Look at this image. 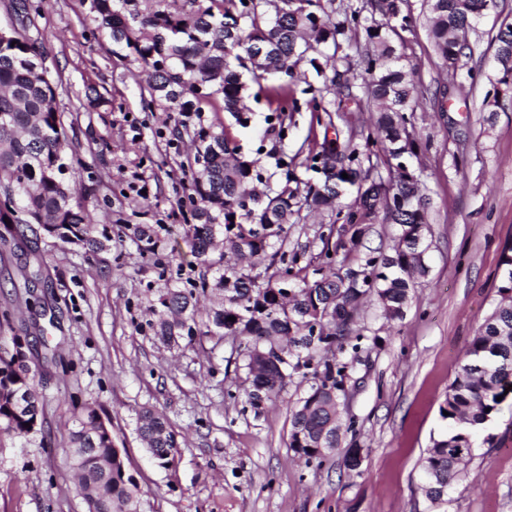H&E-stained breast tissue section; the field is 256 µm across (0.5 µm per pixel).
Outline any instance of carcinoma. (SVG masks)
I'll return each instance as SVG.
<instances>
[{
	"mask_svg": "<svg viewBox=\"0 0 512 512\" xmlns=\"http://www.w3.org/2000/svg\"><path fill=\"white\" fill-rule=\"evenodd\" d=\"M202 6L171 11L162 0H95L102 27L114 39H125L148 77L151 96L178 106L181 112H201L203 99L220 94L224 111L237 124L250 119L246 85L239 70L256 82L270 81L274 119L271 127L284 139L285 103L297 80L296 67L308 52L364 36L361 63L366 77L361 89L374 107L370 124L351 128L345 141L323 139L307 157L316 182L301 183L290 165L277 162L278 192L263 196L262 159L238 156L225 130L203 127L195 133L196 154L204 163L191 173L196 223L187 238L196 265L212 271L210 284L223 293L208 322L224 336L242 337L247 343V367L254 371L253 353L273 347L286 351L288 363L259 369L253 376L266 378L262 394L248 392L253 404L279 393L287 379L313 370L315 383L291 412L288 448L299 458L323 459L340 447L342 424L337 392L348 378L347 364H332L323 353L344 349L355 332L360 301L376 297L386 320L403 317L414 280L426 275V249L418 240L427 223L426 197L419 176L410 169L418 156L419 141L407 126L406 113L414 111L417 97L412 68L398 51L394 39L413 26L409 0H359L334 7V0H209ZM495 0H423V14L436 53L456 75L471 56L466 31ZM495 71L503 92L512 91V23L500 26L494 37ZM41 59L37 42H0V185L12 188L17 216L9 230L16 244L28 241L33 225L67 244H77L87 254L110 249L112 237L93 235L81 203L65 178V158L72 140L54 105L58 86L39 76ZM322 86H308L314 107L327 117L343 119L342 107L321 105L318 95L341 85L343 74L336 55L323 61L310 59ZM384 164L387 176L379 173ZM348 174L343 178L342 174ZM356 189L353 203L341 199ZM335 214L340 228L329 225L321 235V255L330 273L313 282L293 274L298 256L277 247L285 226L301 222V210ZM400 226L389 255L368 254L353 277V270L333 271L340 264L339 250L356 246L365 224L376 214ZM336 242H331L333 235ZM234 262L215 260L216 237ZM276 267L266 279L254 270L261 264ZM498 301L470 340L456 377L440 405L448 412L451 430L432 440L421 459L423 490L431 505L448 493L473 453L472 431L485 425L498 410L497 397L512 389V244L501 251ZM156 335L164 342L193 339L197 334V298L193 291L169 288L159 298ZM326 333L311 341L313 332ZM40 392L36 372L20 351L0 352V433L26 438L41 426ZM140 436L147 452L160 463L169 461L176 443L166 418L146 411L140 418ZM64 453L86 493L88 512H136L140 508L138 485L126 473L121 449L112 430L94 408L75 415Z\"/></svg>",
	"mask_w": 512,
	"mask_h": 512,
	"instance_id": "1",
	"label": "carcinoma"
}]
</instances>
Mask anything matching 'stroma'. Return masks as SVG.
I'll return each instance as SVG.
<instances>
[{
    "label": "stroma",
    "instance_id": "obj_1",
    "mask_svg": "<svg viewBox=\"0 0 512 512\" xmlns=\"http://www.w3.org/2000/svg\"><path fill=\"white\" fill-rule=\"evenodd\" d=\"M29 29L56 107L73 140L71 178L96 230L112 237L95 255L41 234L26 245L0 244V336H44L33 350L43 395L42 427L19 439L0 435V512H87L64 449L78 408L98 409L112 426L142 512H437L419 489L420 459L448 424L439 406L468 342L498 296L499 260L512 241V97L496 114L493 38L512 22V0H496L468 40L474 53L450 76L410 0L417 22L403 32L420 105L408 113L422 149L412 159L430 200L426 262L401 319L364 300L359 353H336L349 377L339 397L341 444L324 460L297 459L288 447L290 412L311 379L294 375L275 397L248 401L246 342L197 335L166 343L154 311L169 286L192 287L201 268L178 262L193 221L187 196L199 127L227 128L244 156L264 149V166L316 148L325 134L312 119L300 69L288 102V136L265 133L266 92L251 86L249 126L232 124L221 95L199 118L151 101L148 80L129 49L99 28L93 0H25ZM310 215L288 227L285 251L307 279L321 267L322 226ZM154 232V250L135 231ZM41 279L26 281L27 271ZM165 416L176 448L167 464L144 449L142 411ZM473 458L450 491L447 512H512V395L476 431ZM363 451L359 469L346 465Z\"/></svg>",
    "mask_w": 512,
    "mask_h": 512
}]
</instances>
